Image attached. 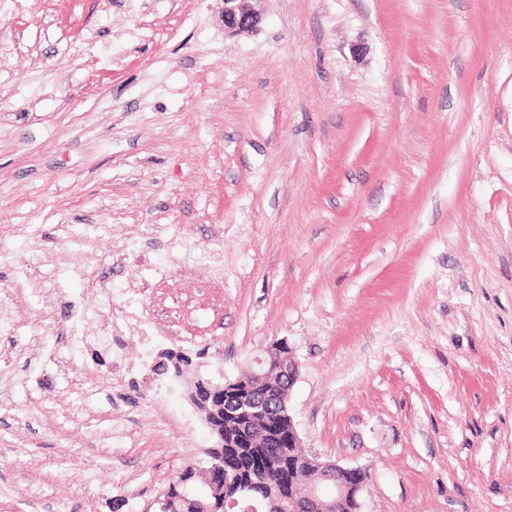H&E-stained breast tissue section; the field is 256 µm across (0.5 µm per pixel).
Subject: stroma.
<instances>
[{
  "label": "stroma",
  "mask_w": 512,
  "mask_h": 512,
  "mask_svg": "<svg viewBox=\"0 0 512 512\" xmlns=\"http://www.w3.org/2000/svg\"><path fill=\"white\" fill-rule=\"evenodd\" d=\"M254 7L228 36L224 0H0V512H157L212 436L154 363L231 380L280 341L362 512H512V0ZM85 224L72 357L20 265L82 266ZM110 288L167 338L148 366L128 338L121 379ZM86 318L87 316L84 313L76 312L70 320L67 335L70 336V352L72 356L82 351L88 339L83 331V323Z\"/></svg>",
  "instance_id": "obj_1"
}]
</instances>
